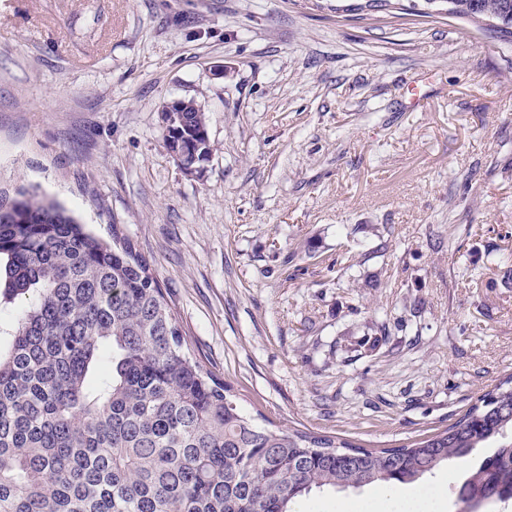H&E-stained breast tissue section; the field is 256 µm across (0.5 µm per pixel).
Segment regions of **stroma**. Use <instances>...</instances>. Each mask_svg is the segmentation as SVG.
<instances>
[{"label": "stroma", "mask_w": 512, "mask_h": 512, "mask_svg": "<svg viewBox=\"0 0 512 512\" xmlns=\"http://www.w3.org/2000/svg\"><path fill=\"white\" fill-rule=\"evenodd\" d=\"M28 185L120 228L258 424L391 448L512 374V44L447 0H0V189ZM486 454L428 477L444 512ZM180 100L182 99L174 100L169 103L164 113L165 137L167 136L171 148L187 151L198 148L200 150L205 149L207 152L212 153L213 145L208 136L206 113L203 109L196 107V103L193 100L182 101L179 115L183 120L171 126L167 135V127L178 118V112H174V110L179 106ZM167 144L166 142V146ZM166 148L179 168L191 176L202 174L212 156H198L195 151L187 153L185 151H174L169 149L168 146Z\"/></svg>", "instance_id": "obj_1"}]
</instances>
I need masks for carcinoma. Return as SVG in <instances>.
Instances as JSON below:
<instances>
[{
    "label": "carcinoma",
    "mask_w": 512,
    "mask_h": 512,
    "mask_svg": "<svg viewBox=\"0 0 512 512\" xmlns=\"http://www.w3.org/2000/svg\"><path fill=\"white\" fill-rule=\"evenodd\" d=\"M512 42V0H452ZM173 149L213 152L182 101ZM0 512H295L314 493L413 484L478 448L464 488L512 500V376L448 427L364 448L256 424L191 355L149 264L112 225L108 244L38 188L0 190Z\"/></svg>",
    "instance_id": "cac0c4a2"
}]
</instances>
